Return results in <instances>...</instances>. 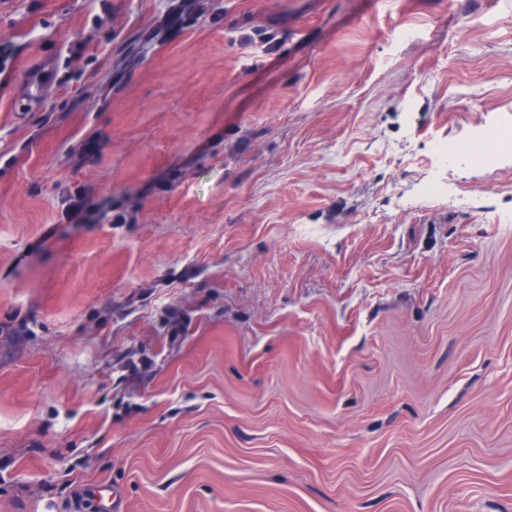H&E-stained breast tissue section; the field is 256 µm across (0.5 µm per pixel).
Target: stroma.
<instances>
[{
  "label": "stroma",
  "instance_id": "1",
  "mask_svg": "<svg viewBox=\"0 0 512 512\" xmlns=\"http://www.w3.org/2000/svg\"><path fill=\"white\" fill-rule=\"evenodd\" d=\"M205 2L0 0V512H512V0ZM55 62L52 57L45 56L29 78L25 85L24 93L27 95L26 100L30 105H36L41 94L43 83L54 79Z\"/></svg>",
  "mask_w": 512,
  "mask_h": 512
}]
</instances>
